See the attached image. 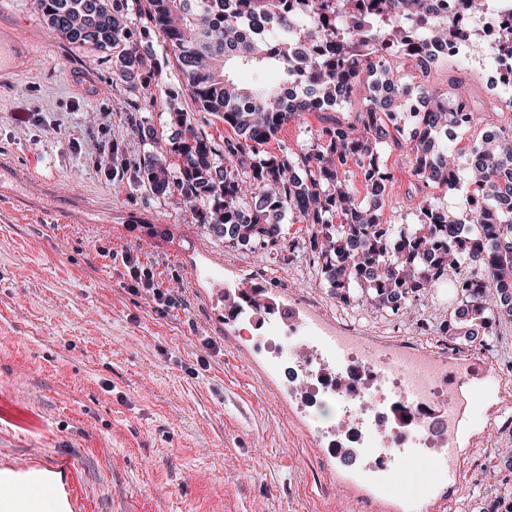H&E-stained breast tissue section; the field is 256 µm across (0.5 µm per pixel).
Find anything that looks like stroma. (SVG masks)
Wrapping results in <instances>:
<instances>
[{
  "mask_svg": "<svg viewBox=\"0 0 512 512\" xmlns=\"http://www.w3.org/2000/svg\"><path fill=\"white\" fill-rule=\"evenodd\" d=\"M4 7L36 49L30 65L0 82V156L39 189L53 185L92 201L97 214L95 223L70 224L0 200V469L60 471L69 512H346L350 495L327 481L313 436L296 423L304 413L324 425L338 397L314 393L304 362L283 356L287 337L266 334L252 313L224 329L214 319L223 295L193 286L186 266L223 261L228 290L249 281L275 306L304 302L375 339L386 324H425L427 350L445 358L457 348L439 334L447 289L424 294L400 315L346 310L309 256L285 251L273 259L226 247L179 197L164 200L110 177L109 167L151 149L120 107L125 85L113 81L110 58L51 35L34 0ZM151 50L164 66L141 115L159 143L174 132L173 102L207 134L223 133V122L198 110L180 70L165 63L163 42L153 40ZM471 53L484 71L460 58L441 61L428 90L462 95L483 122H501L498 93L485 80L496 56L484 46ZM384 161L393 175L386 218L414 220L430 194L459 203L445 188L411 191L397 153ZM176 241L181 251L172 250ZM127 250L154 268L180 306L132 291L117 259ZM253 344L264 362L290 372L291 386L315 394V404L301 410L263 387L240 352ZM465 351L503 387L483 399L463 442L462 485L446 512H512V492L502 486L512 472V322Z\"/></svg>",
  "mask_w": 512,
  "mask_h": 512,
  "instance_id": "1",
  "label": "stroma"
}]
</instances>
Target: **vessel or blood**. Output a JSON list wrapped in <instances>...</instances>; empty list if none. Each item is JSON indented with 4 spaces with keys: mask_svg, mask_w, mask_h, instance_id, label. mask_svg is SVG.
<instances>
[{
    "mask_svg": "<svg viewBox=\"0 0 512 512\" xmlns=\"http://www.w3.org/2000/svg\"><path fill=\"white\" fill-rule=\"evenodd\" d=\"M28 43L16 38L0 26V75L19 70L18 58L27 53ZM271 332L288 331L298 339L291 352L311 350L319 363V374L326 388L340 394L351 390L353 379L348 372L338 370L352 350L362 354V366L375 372L378 383H386L392 371L408 372L415 386V401L425 409L424 415L407 420L402 445L406 455L383 454L367 461L366 465L346 473L356 487L369 491L379 502L381 512H424L423 502H430L434 512H442L448 497L455 493L462 476V449L455 439L458 431L472 422L476 413L475 399L492 390L498 378L484 364L472 361L460 364L432 355L423 349L407 346H385L368 343L363 337L341 331L327 318L311 308L283 307L276 318L267 324ZM442 381L448 398V414L443 422L446 430L435 456L429 461V474L416 477L412 491L402 500H394L390 478L401 463H413L422 455V432L426 421L437 414L427 388L433 381ZM316 455L328 478L341 473L338 462L344 453L329 432L316 431ZM20 492L37 500L45 512H51L55 491L42 482L37 470L27 472Z\"/></svg>",
    "mask_w": 512,
    "mask_h": 512,
    "instance_id": "obj_1",
    "label": "vessel or blood"
}]
</instances>
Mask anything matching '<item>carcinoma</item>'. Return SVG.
Here are the masks:
<instances>
[{
  "label": "carcinoma",
  "instance_id": "cac0c4a2",
  "mask_svg": "<svg viewBox=\"0 0 512 512\" xmlns=\"http://www.w3.org/2000/svg\"><path fill=\"white\" fill-rule=\"evenodd\" d=\"M47 27L67 43L112 56L124 81L132 131L155 141L136 118L158 64L144 44L160 38L172 51L199 111L233 134L222 144L189 113L173 108L168 146L129 164L134 184L164 198L179 195L196 223L232 248L277 255L310 252L336 301L398 313L429 288L450 283L452 303L440 333L488 336L512 322V109L496 139L472 140L468 159L448 130L479 125L459 96L429 94L421 77L434 64L431 43H446L456 21L433 0H35ZM250 70L245 86L237 72ZM276 73L279 80L265 82ZM348 103L354 118L310 132L296 152L264 149L306 112ZM417 185L465 188L483 205L468 211L429 197L410 224L384 219L392 181L390 147ZM358 169L364 192L350 183ZM307 225L290 241L282 220Z\"/></svg>",
  "mask_w": 512,
  "mask_h": 512
}]
</instances>
